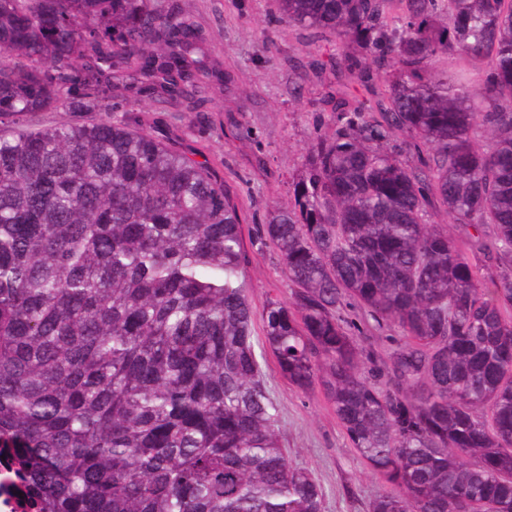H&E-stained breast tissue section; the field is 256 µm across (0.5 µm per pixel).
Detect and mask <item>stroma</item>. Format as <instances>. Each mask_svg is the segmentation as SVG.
Masks as SVG:
<instances>
[{"instance_id": "obj_1", "label": "stroma", "mask_w": 512, "mask_h": 512, "mask_svg": "<svg viewBox=\"0 0 512 512\" xmlns=\"http://www.w3.org/2000/svg\"><path fill=\"white\" fill-rule=\"evenodd\" d=\"M190 12L215 74L206 76V104L189 109L184 95L168 102L111 86L106 102L116 117L204 163L237 202L250 262L249 298L262 309L288 299L280 258L254 228L274 204L287 205L292 177L309 142L326 130L328 96L344 88L349 100L365 90L349 80L336 41L288 24L278 0H170ZM281 409V434L293 466L311 473L324 493V512H367L380 486L357 457L321 391L302 393L263 366Z\"/></svg>"}]
</instances>
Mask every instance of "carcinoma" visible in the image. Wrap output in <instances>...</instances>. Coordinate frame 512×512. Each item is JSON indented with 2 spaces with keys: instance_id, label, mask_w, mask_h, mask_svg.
Instances as JSON below:
<instances>
[{
  "instance_id": "carcinoma-1",
  "label": "carcinoma",
  "mask_w": 512,
  "mask_h": 512,
  "mask_svg": "<svg viewBox=\"0 0 512 512\" xmlns=\"http://www.w3.org/2000/svg\"><path fill=\"white\" fill-rule=\"evenodd\" d=\"M280 10L390 75L379 93L348 59L375 104L336 91L294 205L255 229L290 292L263 307L257 342L224 182L109 115L29 121L104 111L128 71L161 97L200 88L192 15L0 0V458L32 512H323L288 460L268 351L289 384L324 393L382 482L368 512H512V0ZM437 204L464 236L424 223ZM470 252L500 269L492 287ZM392 328L384 351L367 345ZM103 116H105V112H68L57 107L47 112H40L35 123L44 127L58 124H82L95 122Z\"/></svg>"
}]
</instances>
